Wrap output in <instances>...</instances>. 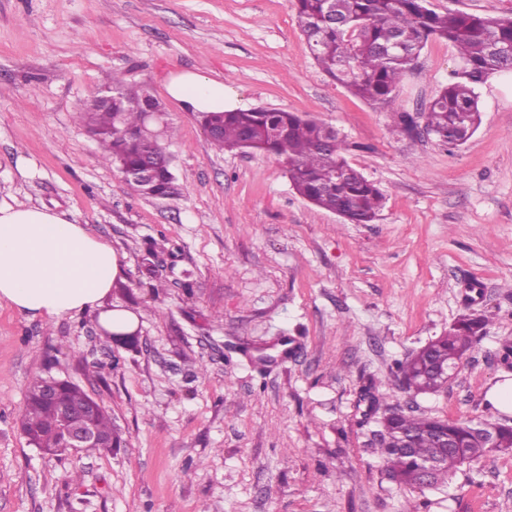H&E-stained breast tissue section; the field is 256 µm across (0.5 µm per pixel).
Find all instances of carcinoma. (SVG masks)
Listing matches in <instances>:
<instances>
[{"mask_svg":"<svg viewBox=\"0 0 512 512\" xmlns=\"http://www.w3.org/2000/svg\"><path fill=\"white\" fill-rule=\"evenodd\" d=\"M307 47L318 67L355 97L378 105L391 102L396 86L415 67L431 39L456 48L459 62L448 84L424 111L425 126L438 142L456 148L476 131L480 112L477 87L495 72L512 70V18L489 19L464 13L440 14L428 0H291ZM159 104L149 95L112 93V101L78 113L93 127L102 160L126 169L128 187L143 197L179 195L169 156L144 125ZM215 135L220 149L260 151L283 158L295 191L324 210L339 213L347 224H369L380 211V188L350 165L344 142L324 123L284 110H235L197 115ZM483 315L462 314L448 330L420 348L398 368L402 386L415 393H435L447 383L441 369L463 358L473 338L484 330ZM45 378L27 389L20 430L34 447L56 453L62 446L57 408L43 397ZM376 452L389 475L421 488V467L431 462L434 484L483 457L488 448L474 425L415 415L387 406L379 420ZM94 429L110 444L112 418L99 409ZM448 432L455 448L438 447V433ZM412 437L401 447V436Z\"/></svg>","mask_w":512,"mask_h":512,"instance_id":"1","label":"carcinoma"}]
</instances>
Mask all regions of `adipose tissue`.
Returning <instances> with one entry per match:
<instances>
[{
  "mask_svg": "<svg viewBox=\"0 0 512 512\" xmlns=\"http://www.w3.org/2000/svg\"><path fill=\"white\" fill-rule=\"evenodd\" d=\"M168 95L189 112L239 107L223 81L193 71L170 76ZM120 271L109 243L46 208L0 204V301L47 319L100 309Z\"/></svg>",
  "mask_w": 512,
  "mask_h": 512,
  "instance_id": "obj_1",
  "label": "adipose tissue"
}]
</instances>
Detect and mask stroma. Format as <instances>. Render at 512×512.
Segmentation results:
<instances>
[{"instance_id": "obj_1", "label": "stroma", "mask_w": 512, "mask_h": 512, "mask_svg": "<svg viewBox=\"0 0 512 512\" xmlns=\"http://www.w3.org/2000/svg\"><path fill=\"white\" fill-rule=\"evenodd\" d=\"M456 66L451 44L428 42L375 105L322 73L290 0H0V203L49 208L111 244L120 272L102 306L139 330L119 346L98 312L48 320L0 301V512H512V450L421 490L372 450L386 401L512 425L487 400L512 380V72L479 87L463 146L396 125ZM185 70L244 108L336 128L385 194L378 219L343 223L292 188L281 158L215 147L166 93ZM115 87L160 104L179 196L131 194L76 121ZM152 239L165 251L148 254ZM467 308L491 321L456 374L404 392L397 363ZM47 375L104 407L122 446L29 445L26 390Z\"/></svg>"}]
</instances>
